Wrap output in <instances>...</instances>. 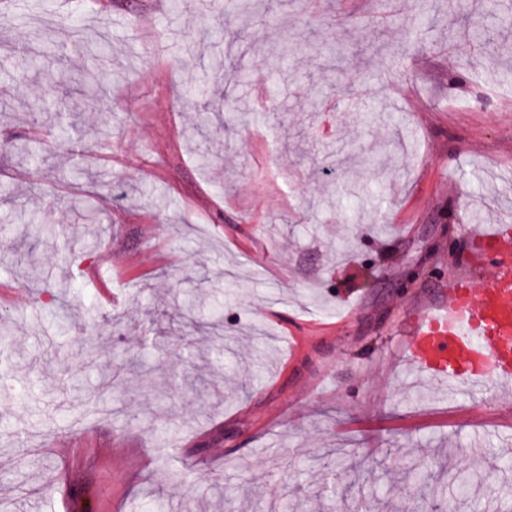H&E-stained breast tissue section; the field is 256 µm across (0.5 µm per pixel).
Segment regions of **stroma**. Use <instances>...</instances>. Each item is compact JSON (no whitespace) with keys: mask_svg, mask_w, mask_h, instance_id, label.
Wrapping results in <instances>:
<instances>
[{"mask_svg":"<svg viewBox=\"0 0 512 512\" xmlns=\"http://www.w3.org/2000/svg\"><path fill=\"white\" fill-rule=\"evenodd\" d=\"M413 8L294 0L245 36L248 79L223 87L261 121L206 142L190 137L182 96L213 54L199 32L240 28L231 7L89 0L82 44L66 29L71 0H0V42L14 47L0 56V170L18 176L14 198L0 196V318L16 338L0 343V472L23 480L0 496L16 512H55L66 495L135 512L149 492L165 512H262L273 492L291 512H410L405 463L444 468L427 512H500L491 497L456 498L446 471L467 465L512 491L496 462L512 456V387L447 389L405 370L394 343L440 280L481 262L471 232L512 198V35L483 15L479 36L461 41L445 10L421 35ZM101 39L112 69L102 100L52 113L64 86L3 77L43 43L57 55L48 71H77ZM340 47L346 59L330 68ZM74 121L68 141L38 144L55 172L18 163L13 142ZM77 167L108 173L111 190L73 178ZM80 197L104 203L102 231L69 211ZM41 224L58 225L55 244L18 263V240ZM94 265L111 270V300L85 274ZM230 267L243 286L228 293ZM69 283L85 296L70 297L73 321L57 332L41 315ZM189 286L197 316L218 303L237 335L223 362L186 321L148 313ZM311 288L326 308L305 303ZM164 327L187 344L157 373L123 374L120 416L59 414L88 341L115 364L149 361ZM191 354L215 391L186 392Z\"/></svg>","mask_w":512,"mask_h":512,"instance_id":"1","label":"stroma"}]
</instances>
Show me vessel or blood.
<instances>
[{
  "instance_id": "b4317fda",
  "label": "vessel or blood",
  "mask_w": 512,
  "mask_h": 512,
  "mask_svg": "<svg viewBox=\"0 0 512 512\" xmlns=\"http://www.w3.org/2000/svg\"><path fill=\"white\" fill-rule=\"evenodd\" d=\"M485 267L440 284L441 297L404 324L399 362L451 387L512 385V225L478 235Z\"/></svg>"
}]
</instances>
